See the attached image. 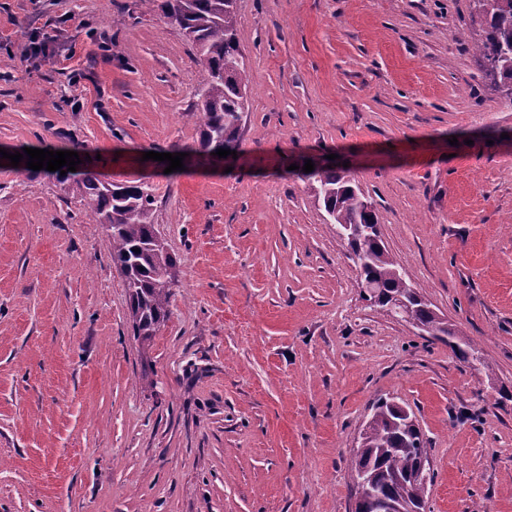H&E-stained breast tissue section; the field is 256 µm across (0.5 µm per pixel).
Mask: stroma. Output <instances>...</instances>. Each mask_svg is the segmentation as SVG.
Listing matches in <instances>:
<instances>
[{"instance_id": "stroma-1", "label": "stroma", "mask_w": 512, "mask_h": 512, "mask_svg": "<svg viewBox=\"0 0 512 512\" xmlns=\"http://www.w3.org/2000/svg\"><path fill=\"white\" fill-rule=\"evenodd\" d=\"M237 11L250 99L225 165L184 153L205 73L177 26L141 0H0V148L148 184L177 259L169 320L134 338L80 195L0 164V512H353L381 397L429 441L430 512H512V105L463 40L470 0ZM330 154L489 368L362 298L297 173Z\"/></svg>"}]
</instances>
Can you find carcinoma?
Here are the masks:
<instances>
[{
  "label": "carcinoma",
  "instance_id": "obj_1",
  "mask_svg": "<svg viewBox=\"0 0 512 512\" xmlns=\"http://www.w3.org/2000/svg\"><path fill=\"white\" fill-rule=\"evenodd\" d=\"M148 12L176 24L196 50L205 71L193 111L199 113L200 136L194 152L213 155L218 149H238L243 114L249 111L248 79L237 34L236 0H142ZM478 30L473 49L485 79L512 103V0H471ZM51 176L66 190H76L90 219L107 229L112 264L123 271L129 296L133 335L148 340L169 318L177 258L155 243L154 197L143 184L104 181L92 168L60 171ZM315 197L336 230L361 225L366 232L345 238L358 269L370 287L364 299L386 310L390 294L409 296L416 321L448 343L455 356L468 364L491 368L473 342L458 335L445 315L437 312L403 272L381 239L382 218L352 185L349 171L336 164H316L304 174ZM362 448L351 460L354 485L369 479L374 495L355 493L354 512H380L389 502L392 512H425L424 482L417 477L428 462L430 448L412 415L380 398L360 436Z\"/></svg>",
  "mask_w": 512,
  "mask_h": 512
}]
</instances>
